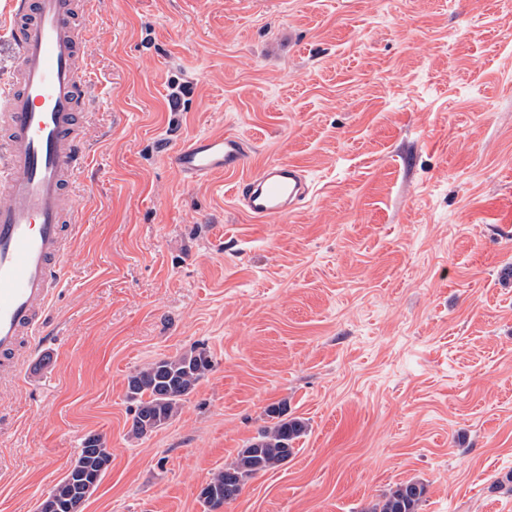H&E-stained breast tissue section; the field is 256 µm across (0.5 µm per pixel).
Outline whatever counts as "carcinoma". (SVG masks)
I'll return each mask as SVG.
<instances>
[{
    "instance_id": "1",
    "label": "carcinoma",
    "mask_w": 512,
    "mask_h": 512,
    "mask_svg": "<svg viewBox=\"0 0 512 512\" xmlns=\"http://www.w3.org/2000/svg\"><path fill=\"white\" fill-rule=\"evenodd\" d=\"M211 369L212 361L204 352L191 350L131 373L127 377V395L136 407L130 433L144 437L174 418L185 397ZM266 415L271 425L241 449L235 461L216 473L201 490L200 497L209 508L215 509L236 499L248 479L281 466L293 455L292 443L305 434L306 423L288 416L284 403L268 407ZM111 459L112 454L101 436H87L66 475L42 499L39 512H80L109 468ZM424 492L420 484H400L386 493L370 512H416Z\"/></svg>"
}]
</instances>
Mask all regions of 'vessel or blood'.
Returning <instances> with one entry per match:
<instances>
[{
    "label": "vessel or blood",
    "instance_id": "b4317fda",
    "mask_svg": "<svg viewBox=\"0 0 512 512\" xmlns=\"http://www.w3.org/2000/svg\"><path fill=\"white\" fill-rule=\"evenodd\" d=\"M0 16L16 65L0 87V380L14 381L25 349L34 348L71 251L79 201L69 189L87 161L83 112L88 48L86 0H9ZM249 143L236 134H204L172 155L188 180L239 173L237 206L259 223L306 204L312 183L293 163L243 169Z\"/></svg>",
    "mask_w": 512,
    "mask_h": 512
}]
</instances>
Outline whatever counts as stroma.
Listing matches in <instances>:
<instances>
[{
  "label": "stroma",
  "mask_w": 512,
  "mask_h": 512,
  "mask_svg": "<svg viewBox=\"0 0 512 512\" xmlns=\"http://www.w3.org/2000/svg\"><path fill=\"white\" fill-rule=\"evenodd\" d=\"M73 259L0 386V512H37L87 435L112 464L82 512H512V0H91ZM234 133L308 170L260 224L184 141ZM212 370L130 434L127 377ZM282 466L199 498L266 426ZM270 426L242 448L235 461L216 473L201 490L200 497L211 509L237 498L245 482L286 463L293 455L292 443L305 434L307 425L297 417H288L285 403L271 405L266 410ZM425 488L417 483L397 485L376 503L370 512H416Z\"/></svg>",
  "instance_id": "1"
}]
</instances>
